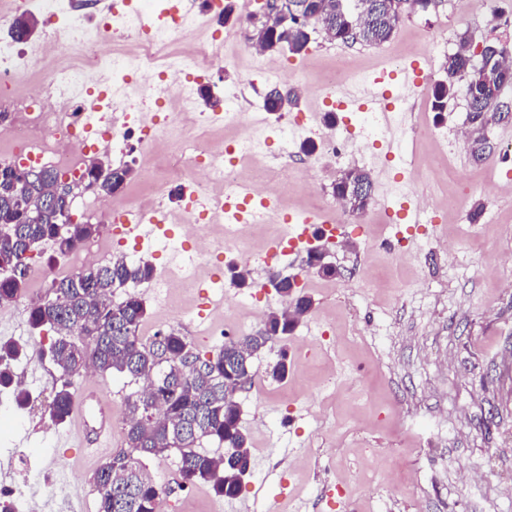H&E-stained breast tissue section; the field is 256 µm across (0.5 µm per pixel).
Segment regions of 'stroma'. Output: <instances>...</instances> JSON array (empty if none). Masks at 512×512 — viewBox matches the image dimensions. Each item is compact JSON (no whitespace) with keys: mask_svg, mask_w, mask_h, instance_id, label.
Wrapping results in <instances>:
<instances>
[{"mask_svg":"<svg viewBox=\"0 0 512 512\" xmlns=\"http://www.w3.org/2000/svg\"><path fill=\"white\" fill-rule=\"evenodd\" d=\"M194 19L192 48L210 41L224 45L240 65L213 73L233 112L258 106L271 77L300 89L297 107L275 119L276 132L256 160L258 169L276 165L282 139L320 141L324 116L353 134L342 156L316 150L310 157L315 188L296 187L288 214L315 215L333 199L341 171L366 170L373 183L368 208L335 231L331 260L342 275L324 279L305 269V248L288 259L258 261L252 287L229 282L233 254L213 252L211 275L224 289L194 288L165 293L153 284L141 293L147 318L141 332L174 329L203 357L235 337L208 334L221 294L252 320L281 310L280 295L267 288L271 273L296 278L313 301L311 311L285 342L292 364L283 381L267 377L278 347L254 362L251 385L237 395L241 421L250 438L252 467L238 494L216 497L209 486L180 487L175 457L147 459L170 492L166 512H321L320 491L330 492V512H512V119L490 125L493 150L473 163L459 131L469 130L468 103L457 90L447 112L430 105L406 113L404 159L385 160L381 134L372 132L358 112L337 109L335 97L314 94L336 62L347 61L357 79L394 72V59L420 61L433 79L459 36L482 38L495 23L498 0H445L428 15L405 13L388 42L345 45L324 33L307 49L254 56L244 52L236 28L221 24L225 0H188ZM496 180L494 196L485 192ZM430 206L419 223L404 219L414 196ZM457 201L456 208L444 198ZM112 255L151 262L157 276L176 272L172 248L195 251L197 241L180 225L170 227L168 244L142 247L123 237L118 225L106 229ZM38 336L50 345L53 331L34 333L29 299L0 310V339L27 341ZM15 378L32 396L18 408L11 390L0 391V467L5 485L23 479L15 465L24 452L33 470L27 495L38 504L57 503L49 485L69 494L75 512H96L92 475L106 458L124 448L125 398L131 388L123 376L83 373L75 387L99 385L112 403L114 430L109 446L88 454L78 448L75 420L57 425L47 407L61 385L48 360L23 358Z\"/></svg>","mask_w":512,"mask_h":512,"instance_id":"stroma-1","label":"stroma"}]
</instances>
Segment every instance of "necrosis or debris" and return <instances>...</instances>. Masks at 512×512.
I'll return each instance as SVG.
<instances>
[{
  "mask_svg": "<svg viewBox=\"0 0 512 512\" xmlns=\"http://www.w3.org/2000/svg\"><path fill=\"white\" fill-rule=\"evenodd\" d=\"M27 8L46 14L45 36L25 45L0 38V143L8 147V161L80 177L89 142L125 158L143 112L159 97H176L182 111L195 115L192 131L170 168L161 172L141 163L145 200L122 206V221L179 223L188 234L207 235L216 247L235 252L239 270L250 269L261 254L246 245L248 224L218 222L214 216L223 212L225 196L242 187L285 203L291 172L285 167L261 176L246 172L243 160L264 152L267 144L254 129L229 141L210 140L216 128L242 119L220 104L206 112L196 105L207 72L224 64L221 47L205 53L185 49L191 25L185 12L146 27L120 11L92 22L74 0H8L6 6L12 14ZM183 181L189 198L169 209L167 190Z\"/></svg>",
  "mask_w": 512,
  "mask_h": 512,
  "instance_id": "obj_1",
  "label": "necrosis or debris"
}]
</instances>
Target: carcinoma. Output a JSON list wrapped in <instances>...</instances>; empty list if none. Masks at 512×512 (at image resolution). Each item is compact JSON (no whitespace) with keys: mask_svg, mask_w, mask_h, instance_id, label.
<instances>
[{"mask_svg":"<svg viewBox=\"0 0 512 512\" xmlns=\"http://www.w3.org/2000/svg\"><path fill=\"white\" fill-rule=\"evenodd\" d=\"M301 21L291 20L266 29L253 27L252 39L270 49L285 46L295 54L307 49L318 27L343 42L351 33L359 34L360 44L380 45L392 37L401 16L393 0H293ZM469 35L459 38L457 50L448 55L445 78L429 91L432 111H447L448 98L457 83L469 85V123L476 136L467 141L471 158L479 162L492 149L484 135L488 125L508 115V106L499 93L512 85V68L504 58L512 53V43L499 38L485 43V52L476 55L468 48ZM291 92L277 88L264 97L267 111L278 113L295 105ZM131 176L127 166L113 168L96 161L85 170L87 187L110 196L123 189ZM59 180L55 168L41 169L40 178L22 180L0 168V226L9 235L0 236V257L8 260L0 267V306L10 304L25 293L32 270L34 251L50 243L66 257L93 238L99 225L71 219L73 193L53 203L43 201L44 187ZM358 185L365 191L357 199L361 212L372 199V181L360 169L342 172L333 185L335 196H342ZM155 277L154 266L144 260L115 257L103 265L80 269L50 281L45 297L30 303L32 329L49 328L56 333L48 349L35 350L48 359L64 379L55 391L48 413L55 424H63L73 405L70 378L91 369L105 376L120 373L142 387L126 398V448L113 454L95 471L97 512H158L167 491L143 464L148 457L177 458L178 477L183 487L206 483L216 495L237 494L240 477L251 470L249 437L241 425V410L235 400L239 383L254 377V360L267 348L286 341L290 320L300 319L311 306L310 297L297 291L285 296L287 307L269 313L261 326L247 335L230 339L208 359L193 354V348L180 332L157 330L145 337L141 326L146 314L141 285ZM122 298L114 300L116 292ZM29 352V343L0 339V387L12 389L19 407L30 402L27 390L14 380L13 365ZM291 365L288 349L270 366L268 376L282 381ZM231 448L227 456L210 453L204 444Z\"/></svg>","mask_w":512,"mask_h":512,"instance_id":"cac0c4a2","label":"carcinoma"}]
</instances>
